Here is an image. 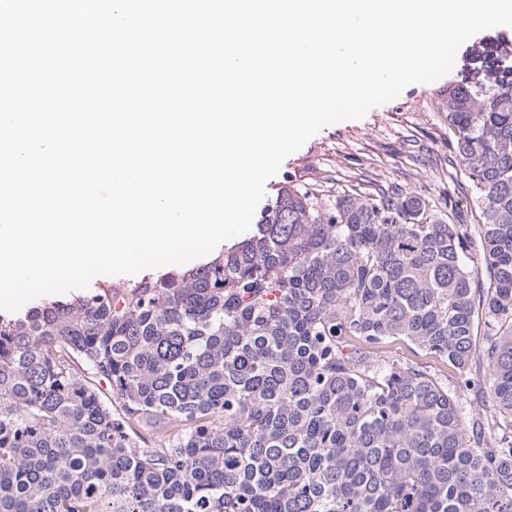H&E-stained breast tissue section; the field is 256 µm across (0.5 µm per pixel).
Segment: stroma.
I'll return each instance as SVG.
<instances>
[{"label":"stroma","mask_w":512,"mask_h":512,"mask_svg":"<svg viewBox=\"0 0 512 512\" xmlns=\"http://www.w3.org/2000/svg\"><path fill=\"white\" fill-rule=\"evenodd\" d=\"M457 70L427 84L407 86L363 118L321 128L288 156L265 185V199L284 182L337 195L351 186L370 192L393 181L407 192L444 199L453 193V171L444 99Z\"/></svg>","instance_id":"1"}]
</instances>
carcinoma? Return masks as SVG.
<instances>
[{
    "instance_id": "carcinoma-1",
    "label": "carcinoma",
    "mask_w": 512,
    "mask_h": 512,
    "mask_svg": "<svg viewBox=\"0 0 512 512\" xmlns=\"http://www.w3.org/2000/svg\"><path fill=\"white\" fill-rule=\"evenodd\" d=\"M446 108L463 212L287 183L203 265L0 314V512H512V40ZM410 347H412V349H410ZM378 353V355H381L380 358L386 361L413 362L420 367L434 371L439 368L436 359L423 355V353L418 351L413 345L406 342L389 344L382 347Z\"/></svg>"
}]
</instances>
